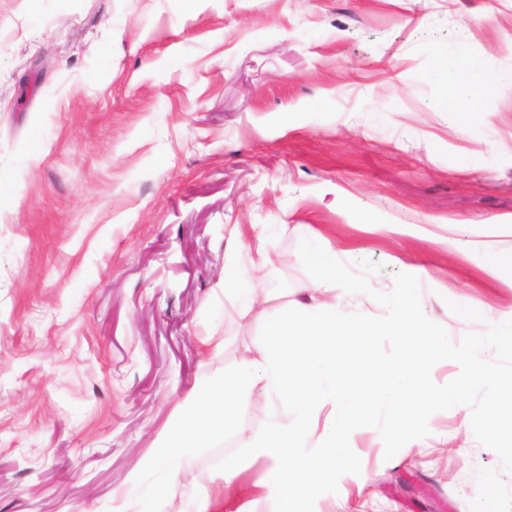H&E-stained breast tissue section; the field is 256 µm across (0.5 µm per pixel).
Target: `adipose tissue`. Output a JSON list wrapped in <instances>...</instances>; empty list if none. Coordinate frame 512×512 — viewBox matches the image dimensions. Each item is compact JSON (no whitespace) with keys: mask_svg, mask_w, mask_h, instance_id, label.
Wrapping results in <instances>:
<instances>
[{"mask_svg":"<svg viewBox=\"0 0 512 512\" xmlns=\"http://www.w3.org/2000/svg\"><path fill=\"white\" fill-rule=\"evenodd\" d=\"M276 262L274 252L258 248L250 265L230 266L224 270V301L240 316L256 314L263 301L262 285Z\"/></svg>","mask_w":512,"mask_h":512,"instance_id":"1","label":"adipose tissue"}]
</instances>
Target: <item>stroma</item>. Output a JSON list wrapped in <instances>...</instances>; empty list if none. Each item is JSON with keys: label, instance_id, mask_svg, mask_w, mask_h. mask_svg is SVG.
Listing matches in <instances>:
<instances>
[{"label": "stroma", "instance_id": "stroma-1", "mask_svg": "<svg viewBox=\"0 0 512 512\" xmlns=\"http://www.w3.org/2000/svg\"><path fill=\"white\" fill-rule=\"evenodd\" d=\"M475 60L502 82L448 108ZM252 224L288 266L243 318L222 282ZM309 227L379 264L374 288L420 258L423 312L453 342L512 317V0H0V512H125L203 383L311 296ZM429 430L390 459L353 434L361 472L315 512H416L399 473L429 512H512L496 452L444 411ZM264 471L228 488L211 453L185 458L161 512L223 495L269 512Z\"/></svg>", "mask_w": 512, "mask_h": 512}]
</instances>
